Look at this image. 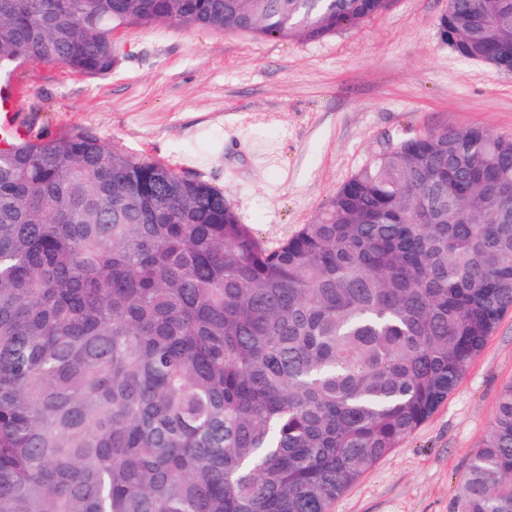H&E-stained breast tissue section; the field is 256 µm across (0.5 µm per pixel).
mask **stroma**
<instances>
[{"label": "stroma", "mask_w": 512, "mask_h": 512, "mask_svg": "<svg viewBox=\"0 0 512 512\" xmlns=\"http://www.w3.org/2000/svg\"><path fill=\"white\" fill-rule=\"evenodd\" d=\"M448 0H394L320 41L132 24L105 75L22 63L10 79L29 125L84 131L223 189L273 249L358 169L438 127L512 138V73L458 56L439 33ZM512 385V311L459 387L332 512H457L461 483Z\"/></svg>", "instance_id": "obj_1"}]
</instances>
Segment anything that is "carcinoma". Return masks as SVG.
<instances>
[{
  "label": "carcinoma",
  "mask_w": 512,
  "mask_h": 512,
  "mask_svg": "<svg viewBox=\"0 0 512 512\" xmlns=\"http://www.w3.org/2000/svg\"><path fill=\"white\" fill-rule=\"evenodd\" d=\"M393 0H0V71L101 75L112 30L323 40ZM441 36L512 66V0ZM512 309V139L432 129L280 247L85 132L0 147V512H330ZM459 512H512V385Z\"/></svg>",
  "instance_id": "1"
}]
</instances>
